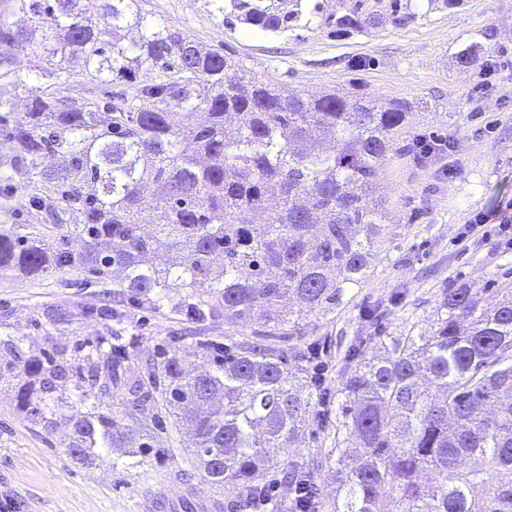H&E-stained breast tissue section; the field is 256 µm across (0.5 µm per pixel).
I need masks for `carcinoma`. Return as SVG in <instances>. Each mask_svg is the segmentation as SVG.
<instances>
[{
    "mask_svg": "<svg viewBox=\"0 0 512 512\" xmlns=\"http://www.w3.org/2000/svg\"><path fill=\"white\" fill-rule=\"evenodd\" d=\"M460 0H391L408 25ZM237 22L283 34L313 21L312 0H225ZM23 15L18 28L5 18ZM374 15L336 17V29L364 32ZM486 32L456 52L477 65ZM42 66L25 72L18 55ZM142 70L155 72L137 82ZM116 87L107 101L64 100L63 79ZM27 95V110L11 111ZM411 106L353 92L283 96L231 58L143 13L139 0H0V170L20 176L0 196L20 194L41 224L66 227L49 251L35 233L0 232V268L45 275L78 265L98 278L118 272L127 293L154 309L174 288L187 315L214 306L230 322L273 324L227 348L200 342L211 370L185 373L163 349L140 378L119 344L122 328L92 346L86 364L64 352L25 358L3 341L4 368L19 370V409L46 432L71 428L68 453L101 457L104 448L150 453L153 433L118 418L148 408L185 425L205 484L222 489L239 512H512V297L493 309L479 291L448 288L427 329L354 339L336 391L319 374L316 341L293 351L297 371L276 342L290 338L280 303L307 312L342 297L365 278L374 239L386 223L373 196L379 162L405 130ZM149 183L159 195L142 219ZM164 247V268L145 257ZM73 382L77 398L63 396ZM313 423L331 438L309 462L291 448ZM297 495L270 494L271 457ZM336 459V500L327 504L315 471ZM481 461L469 467V459ZM435 483H422L424 472Z\"/></svg>",
    "mask_w": 512,
    "mask_h": 512,
    "instance_id": "cac0c4a2",
    "label": "carcinoma"
}]
</instances>
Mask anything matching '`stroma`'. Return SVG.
<instances>
[{
    "instance_id": "stroma-1",
    "label": "stroma",
    "mask_w": 512,
    "mask_h": 512,
    "mask_svg": "<svg viewBox=\"0 0 512 512\" xmlns=\"http://www.w3.org/2000/svg\"><path fill=\"white\" fill-rule=\"evenodd\" d=\"M310 26L274 35L229 25L212 0H140L148 17L180 30L203 46L239 61L286 94L340 89L412 105L415 136L448 138V153L419 163L396 150L379 167L378 193L390 212L376 243L365 282L346 289L336 305L307 314L300 340L327 344L329 387H337L347 345L372 336L374 305L388 312L385 331L430 326L445 289H483L486 303L512 294V244L498 230L512 222V0H462L401 26L387 18L389 0H320ZM378 14L365 33L338 32L336 16L350 10ZM487 31L492 75L457 65L455 54L475 32ZM493 214L474 228V213ZM121 321L136 367L177 349L187 372L206 368L199 341L231 345L250 339V321L229 324L222 308L205 318L181 314L178 302L151 309L115 281L88 283L72 268L46 276L0 271V338L39 357L65 348L82 364L91 345ZM16 372H0V512H160L155 501L166 476L190 469V452L178 443L177 420L164 416L165 432L146 456L118 448L89 463L66 451L70 427L58 421L44 432L16 408Z\"/></svg>"
}]
</instances>
